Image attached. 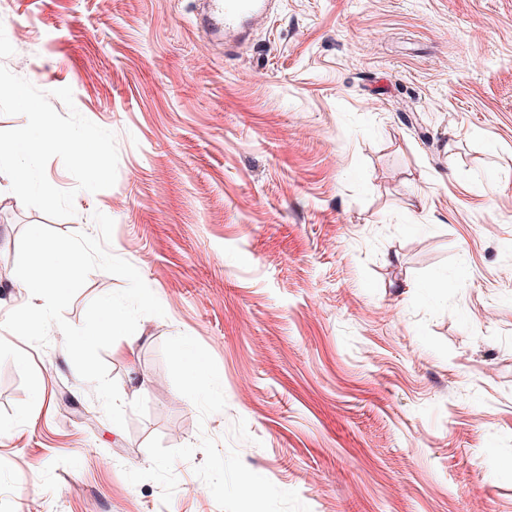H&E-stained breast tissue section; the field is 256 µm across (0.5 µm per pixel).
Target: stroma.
<instances>
[{
	"instance_id": "1",
	"label": "stroma",
	"mask_w": 512,
	"mask_h": 512,
	"mask_svg": "<svg viewBox=\"0 0 512 512\" xmlns=\"http://www.w3.org/2000/svg\"><path fill=\"white\" fill-rule=\"evenodd\" d=\"M0 65L119 155L64 219L0 175V321L24 229L97 211L165 309L102 354L123 428L59 328L0 340V512H512V0H273L243 41L194 0H0Z\"/></svg>"
}]
</instances>
